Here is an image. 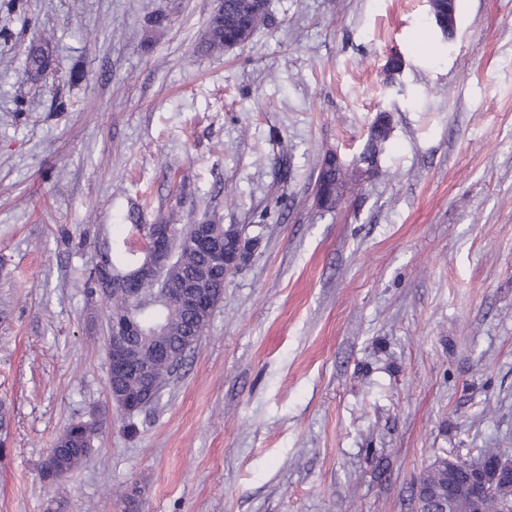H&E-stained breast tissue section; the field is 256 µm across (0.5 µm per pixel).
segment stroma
<instances>
[{
    "label": "stroma",
    "instance_id": "stroma-1",
    "mask_svg": "<svg viewBox=\"0 0 512 512\" xmlns=\"http://www.w3.org/2000/svg\"><path fill=\"white\" fill-rule=\"evenodd\" d=\"M22 3L0 11V512H415L437 456L512 449V0H462L450 41L426 0H270L229 51L207 47L219 0ZM132 213L254 246L130 418L88 276ZM25 68L33 81H40L52 74L53 59L47 45L33 43L26 50ZM67 430H69L70 435L74 436L72 447L68 448L70 457L64 463L62 458L65 447L62 442H55L43 463L42 473L46 479L57 478L62 473L63 464L65 465V471L69 473L78 467L90 454L96 431L94 424L85 422L74 423Z\"/></svg>",
    "mask_w": 512,
    "mask_h": 512
}]
</instances>
